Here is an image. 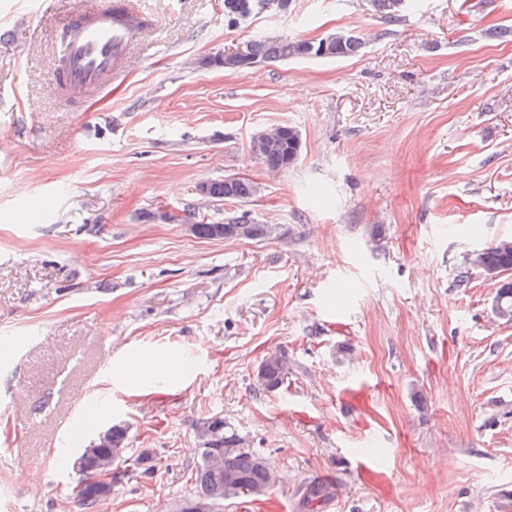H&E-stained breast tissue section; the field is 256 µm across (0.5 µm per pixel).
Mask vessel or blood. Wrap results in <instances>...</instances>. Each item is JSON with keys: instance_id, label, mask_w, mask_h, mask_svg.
Wrapping results in <instances>:
<instances>
[{"instance_id": "b4317fda", "label": "vessel or blood", "mask_w": 512, "mask_h": 512, "mask_svg": "<svg viewBox=\"0 0 512 512\" xmlns=\"http://www.w3.org/2000/svg\"><path fill=\"white\" fill-rule=\"evenodd\" d=\"M142 19L126 0L73 16L62 40L66 71L56 79L61 99L103 90L121 75L128 50L150 32Z\"/></svg>"}]
</instances>
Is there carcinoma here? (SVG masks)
Returning a JSON list of instances; mask_svg holds the SVG:
<instances>
[{
	"mask_svg": "<svg viewBox=\"0 0 512 512\" xmlns=\"http://www.w3.org/2000/svg\"><path fill=\"white\" fill-rule=\"evenodd\" d=\"M239 0H224V18L236 24L249 16L237 5ZM246 53L260 61L278 62L297 58H346L361 53L363 40L344 31L332 34V39L324 44L320 40L291 37L283 41L278 35L262 36L243 44ZM297 130L288 126L281 143L260 152V161L270 170H284L295 165ZM208 191L213 198L246 199L254 193L251 182L239 177H226L222 181L208 182ZM225 224H195V234L200 238L219 239L225 236ZM477 269L484 271H512V239H501L485 247L478 255ZM494 310L497 317L512 322V282L509 281L497 290ZM288 367L285 358L278 354L268 356L259 370L261 386L266 390L279 388L285 379ZM109 448H99L85 457L78 466L84 474L77 489V496L84 512H95L106 498L100 484L97 461L99 456L113 452H126L127 434L121 425L108 428ZM201 442L200 462L195 467V491L179 504V512H191V504L198 499H208L220 512L224 501L236 498L240 490L249 488L260 492L264 498L274 486L271 478L273 470L264 457L249 447L234 429L224 423V418L213 415L202 419L198 424Z\"/></svg>",
	"mask_w": 512,
	"mask_h": 512,
	"instance_id": "1",
	"label": "carcinoma"
}]
</instances>
